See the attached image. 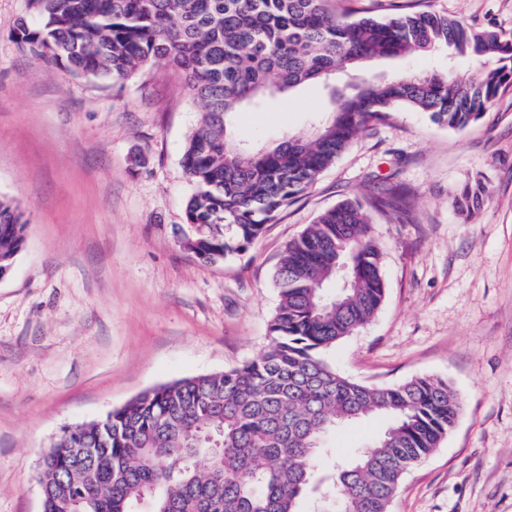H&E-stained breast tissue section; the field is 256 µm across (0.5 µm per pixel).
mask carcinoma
<instances>
[{"mask_svg": "<svg viewBox=\"0 0 512 512\" xmlns=\"http://www.w3.org/2000/svg\"><path fill=\"white\" fill-rule=\"evenodd\" d=\"M41 24L23 20L16 40L31 56L76 75L121 81L148 65L183 79L201 105L182 163L194 190L186 250L220 263L305 195L364 128L389 109L427 112L451 130L481 120L512 80V39L473 30L430 9L385 20L354 18L332 0H31ZM446 54L445 72L402 71L333 90L329 117L272 145L233 131L236 114L259 112L375 59ZM469 58L479 78L460 69ZM482 175L455 198L471 217L488 198ZM410 214L391 191L321 212L275 267L279 304L271 338L236 368L161 384L103 418L66 428L36 471L42 512H389L404 474L455 426L460 402L448 382L416 377L372 386L323 357L382 307L381 252L371 211ZM19 206L0 196V272L25 246ZM387 430L349 462L314 480L324 439L371 415Z\"/></svg>", "mask_w": 512, "mask_h": 512, "instance_id": "obj_1", "label": "carcinoma"}]
</instances>
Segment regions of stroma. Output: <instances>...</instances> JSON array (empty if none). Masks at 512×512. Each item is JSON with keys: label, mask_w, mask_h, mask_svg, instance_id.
<instances>
[{"label": "stroma", "mask_w": 512, "mask_h": 512, "mask_svg": "<svg viewBox=\"0 0 512 512\" xmlns=\"http://www.w3.org/2000/svg\"><path fill=\"white\" fill-rule=\"evenodd\" d=\"M429 2L512 37V0ZM33 16L31 0H0V196L26 223L0 281V512H39L37 460L63 427L259 356L288 241L321 211L388 183L414 211L372 214L385 301L326 359L374 386L442 378L461 401L455 428L404 476L390 512H512V85L461 131L394 109L276 223L204 264L177 241L192 192L182 150L200 104L163 66L113 83L32 58L15 31ZM332 105L328 89L309 85L242 114L235 132L270 142ZM478 174L490 196L467 220L454 199ZM386 426L367 417L325 444L344 459Z\"/></svg>", "instance_id": "stroma-1"}]
</instances>
